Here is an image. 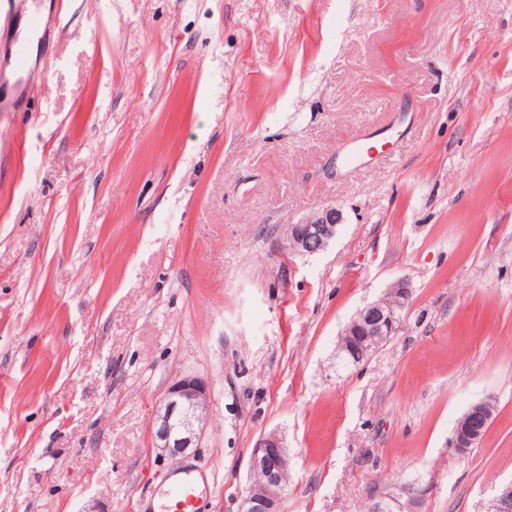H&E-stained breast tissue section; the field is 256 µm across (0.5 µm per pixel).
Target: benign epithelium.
I'll use <instances>...</instances> for the list:
<instances>
[{
  "label": "benign epithelium",
  "mask_w": 512,
  "mask_h": 512,
  "mask_svg": "<svg viewBox=\"0 0 512 512\" xmlns=\"http://www.w3.org/2000/svg\"><path fill=\"white\" fill-rule=\"evenodd\" d=\"M342 224V213L334 205L325 206L290 225L288 240L281 243L285 255H315L326 249ZM408 279L393 282L379 299L359 309L342 332L346 340L336 348V356L358 365L368 360L381 343L395 335L402 311L411 297ZM210 388L197 375L177 377L168 387L154 412L153 446L176 457L198 445L208 425ZM493 412L491 403L472 405L457 422L450 448L460 458L477 447L484 437ZM289 459L283 438L270 433L259 438L253 448L250 473L262 477V487L248 484L237 512H278L279 499L288 487ZM430 485L409 483L372 498L369 512H423ZM483 512H512V480L494 488Z\"/></svg>",
  "instance_id": "obj_1"
}]
</instances>
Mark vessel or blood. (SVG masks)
<instances>
[{
	"instance_id": "b4317fda",
	"label": "vessel or blood",
	"mask_w": 512,
	"mask_h": 512,
	"mask_svg": "<svg viewBox=\"0 0 512 512\" xmlns=\"http://www.w3.org/2000/svg\"><path fill=\"white\" fill-rule=\"evenodd\" d=\"M45 18L43 0H31V7L21 27H13L9 0H0V112L25 111L28 100L40 89L31 74V41L43 38ZM168 497L164 512H200V492L189 475L168 477Z\"/></svg>"
}]
</instances>
